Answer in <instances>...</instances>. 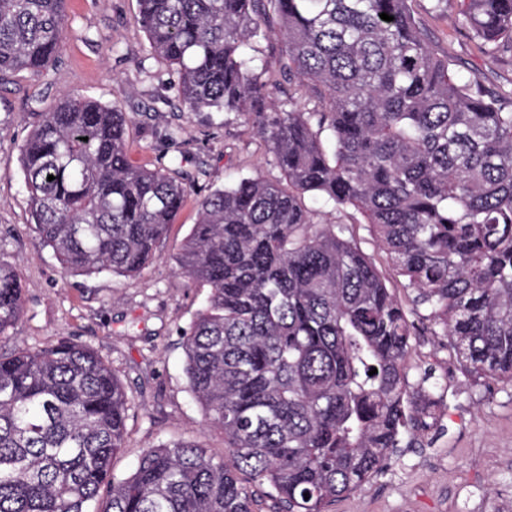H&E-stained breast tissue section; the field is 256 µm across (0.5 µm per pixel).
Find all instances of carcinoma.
Returning <instances> with one entry per match:
<instances>
[{"label":"carcinoma","mask_w":512,"mask_h":512,"mask_svg":"<svg viewBox=\"0 0 512 512\" xmlns=\"http://www.w3.org/2000/svg\"><path fill=\"white\" fill-rule=\"evenodd\" d=\"M137 3L181 111L245 117L282 172L210 190L175 257L208 289L184 371L229 456L164 441L116 477L130 399L109 365L68 340L18 348L0 354V512H261L264 487L282 512H327L439 430L438 401L409 400L413 317L461 373L512 383V109L456 77L408 0ZM64 4L0 0V87L55 56ZM461 14L484 51L512 44V0ZM263 27L323 110L275 105L249 53ZM127 123L68 94L20 148L30 227L66 273L139 274L184 204L170 168L131 158ZM308 196L362 216L411 309L343 225H313ZM24 312L0 263V335Z\"/></svg>","instance_id":"cac0c4a2"}]
</instances>
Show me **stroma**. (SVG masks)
<instances>
[{
    "label": "stroma",
    "mask_w": 512,
    "mask_h": 512,
    "mask_svg": "<svg viewBox=\"0 0 512 512\" xmlns=\"http://www.w3.org/2000/svg\"><path fill=\"white\" fill-rule=\"evenodd\" d=\"M431 48L448 57L464 82L497 92L512 105V48L483 54L463 24L459 0H409ZM68 27L55 60L35 78L0 89V262L18 271L25 314L5 335L0 352L44 348L65 339L92 348L114 370L131 398L124 451L112 462L126 476L144 448L168 439L203 442L224 455L223 434L207 428L184 374L179 331L207 296L174 258L199 218L197 200L231 176L280 179L265 141L243 116L179 112L169 100L178 76L155 56L137 21V0H67ZM256 63L276 85L275 100L308 110L321 102L288 78L281 39L265 30L254 38ZM66 93H78L126 112L133 160L165 164L187 190L185 204L156 250L133 277L65 273L29 226V205L18 170L19 149L39 113ZM178 129L177 141L165 133ZM314 226L345 225L401 300L404 288L363 218L322 200H308ZM410 383L430 368L448 377L438 390L444 435L396 449L377 476L329 512H512V383L459 372L439 337L422 333L409 359Z\"/></svg>",
    "instance_id": "obj_1"
}]
</instances>
